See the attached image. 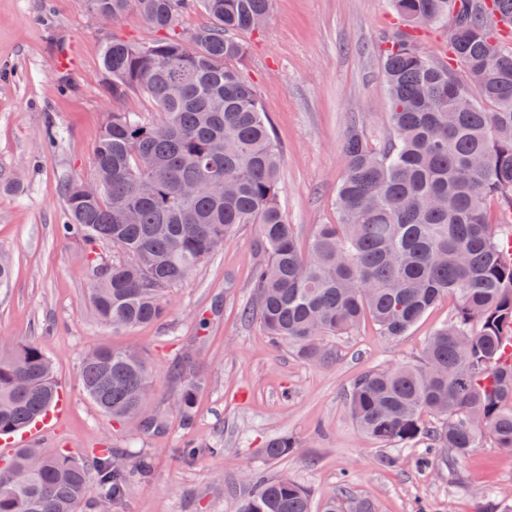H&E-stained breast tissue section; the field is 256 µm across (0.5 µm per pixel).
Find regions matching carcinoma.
I'll return each instance as SVG.
<instances>
[{
	"label": "carcinoma",
	"instance_id": "obj_1",
	"mask_svg": "<svg viewBox=\"0 0 512 512\" xmlns=\"http://www.w3.org/2000/svg\"><path fill=\"white\" fill-rule=\"evenodd\" d=\"M135 3L160 37L104 41L107 96L145 94L159 124L112 111L93 157L99 190L67 180L63 234L82 238L92 271L90 303L115 331L165 320V297L231 240L260 225L264 258L253 272L244 318L288 344L303 361L334 360L328 340L370 320L378 334L406 335L446 297L448 323L427 342L422 362L357 379L348 411L383 447L422 439L454 460L483 441L512 453V261L494 224L512 208V0H391L404 30L383 49L388 130L369 145L352 129L343 141L347 172L335 224L316 227L303 246L280 203L281 156L255 89L236 63L246 45L232 32L256 30L270 0H90L108 17ZM205 22L178 29L187 7ZM448 28V61L422 54L415 33ZM498 203L495 222L485 203ZM110 245L126 259L101 261ZM178 410L191 417L200 382L184 365ZM154 380L135 348L99 346L83 361L80 385L112 423L143 422ZM59 385L33 342L0 340V437L44 416ZM288 436L268 441L269 461L288 456ZM112 449L93 464L62 451L21 446L0 461V512H78L90 487L112 502L150 471L140 461L112 466ZM240 512H313L310 490L260 471ZM318 512H375L342 490Z\"/></svg>",
	"mask_w": 512,
	"mask_h": 512
}]
</instances>
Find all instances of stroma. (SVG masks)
Masks as SVG:
<instances>
[{
	"label": "stroma",
	"mask_w": 512,
	"mask_h": 512,
	"mask_svg": "<svg viewBox=\"0 0 512 512\" xmlns=\"http://www.w3.org/2000/svg\"><path fill=\"white\" fill-rule=\"evenodd\" d=\"M395 23L389 0H271L265 25L242 36L239 69L281 153V205L301 241L316 225L337 221L348 129L370 143L386 135L381 49ZM112 35L136 43L158 37L134 9L115 28L94 16L89 0H0V182L21 186L0 192V251L14 268L0 288V337L34 342L55 364L67 410L50 447L84 459L117 448V464L127 467L150 461L149 476L131 483L109 512H238L251 469L290 477L317 505L346 487L377 512H512V455L487 442L460 461L429 454L423 442L385 448L360 432L347 409L356 378L420 360L454 300L440 301L406 336L384 338L367 321L331 339L335 362H303L241 316L260 260V229L243 224L170 290L165 321L116 333L96 319L84 246L58 233L62 184L90 179L110 112L159 117L146 95H105L100 56ZM64 50L74 53L69 71L55 64ZM49 127L59 133L52 142ZM100 345L146 352L155 383L148 409L164 429L112 425L85 395L83 358ZM177 363L203 380L187 425L176 408ZM282 434L296 441L294 452L266 460L261 448ZM188 443L199 450L192 463L179 454Z\"/></svg>",
	"instance_id": "35a3bbf8"
}]
</instances>
